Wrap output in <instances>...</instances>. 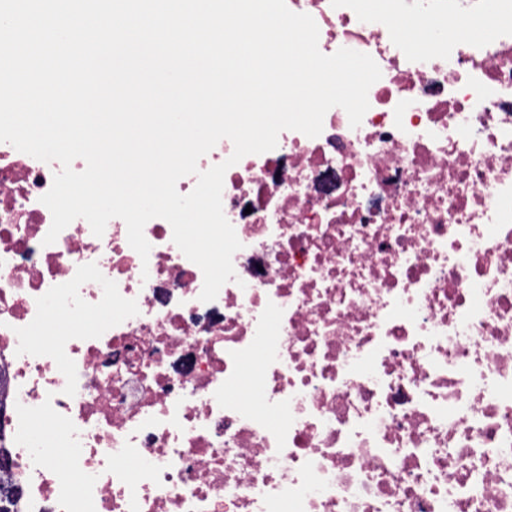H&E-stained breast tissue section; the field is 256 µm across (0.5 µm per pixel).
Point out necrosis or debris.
<instances>
[{"label":"necrosis or debris","mask_w":512,"mask_h":512,"mask_svg":"<svg viewBox=\"0 0 512 512\" xmlns=\"http://www.w3.org/2000/svg\"><path fill=\"white\" fill-rule=\"evenodd\" d=\"M286 4L382 77L358 127L334 107L229 167L214 301L164 219L145 260L119 218L45 244L61 165L0 143L21 512H512V0ZM411 19L453 31L418 52Z\"/></svg>","instance_id":"1"}]
</instances>
